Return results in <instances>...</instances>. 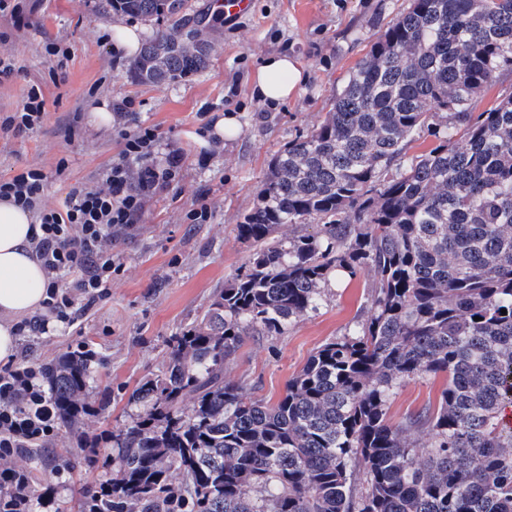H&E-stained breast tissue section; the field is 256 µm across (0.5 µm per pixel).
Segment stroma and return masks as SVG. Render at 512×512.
Masks as SVG:
<instances>
[{
    "label": "stroma",
    "instance_id": "1",
    "mask_svg": "<svg viewBox=\"0 0 512 512\" xmlns=\"http://www.w3.org/2000/svg\"><path fill=\"white\" fill-rule=\"evenodd\" d=\"M18 2L22 18L0 12V57L14 65L0 77V117L21 110L34 86L48 116L38 129L0 135V178L41 168L43 201L60 206L72 186L100 184L103 169L121 159L122 131L138 123L158 127L161 152L174 148L184 157L180 178L146 197L133 227L115 243L110 297L75 325L59 322L47 334L19 337L17 358L33 367L80 343L97 352L92 393L108 405L96 428L109 430L134 413L128 398L139 381L165 371L170 336L200 317L247 262L251 248L237 226L255 206L272 158L332 110L375 37L409 2L254 0L252 12L233 24H198L213 46L210 60L161 86L137 81L133 58L110 47V26L132 25L131 17L103 13L102 0ZM282 51L300 58L304 81L287 103L269 108L253 93V75L265 56ZM124 100L134 121L113 118L108 130L93 125L100 105ZM227 112L239 121L237 138L218 151L192 141V133ZM203 203L211 210L208 223H189L187 213ZM367 305L365 276L332 281L320 309L287 333L250 337L230 378L276 402L310 355L343 335ZM442 385L408 383L391 400L389 420L436 400Z\"/></svg>",
    "mask_w": 512,
    "mask_h": 512
}]
</instances>
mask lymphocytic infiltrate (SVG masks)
I'll return each instance as SVG.
<instances>
[{
    "label": "lymphocytic infiltrate",
    "instance_id": "f902f5d3",
    "mask_svg": "<svg viewBox=\"0 0 512 512\" xmlns=\"http://www.w3.org/2000/svg\"><path fill=\"white\" fill-rule=\"evenodd\" d=\"M47 116L46 102L40 89H31L21 111L0 117V131L21 133L40 127ZM160 142L156 127H137L123 137L122 160L104 171L107 191L83 185L71 188L61 207L43 205L46 173L28 168L0 178V199L10 200L30 211L39 231L34 237V251L48 279L47 315L66 322L72 313L90 309L110 296L112 269L115 265L112 246L126 234L139 216L144 198L164 183L177 179L182 169V154L170 150L164 163H156L154 149ZM137 164L136 181H129L128 164ZM73 275L69 290L58 282ZM30 369L23 364L0 368L5 382L0 385V465L10 468L9 478L20 483L17 470L20 439L46 433V426H33L21 419L12 408L18 390L27 389Z\"/></svg>",
    "mask_w": 512,
    "mask_h": 512
}]
</instances>
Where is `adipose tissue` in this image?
<instances>
[{
	"instance_id": "adipose-tissue-1",
	"label": "adipose tissue",
	"mask_w": 512,
	"mask_h": 512,
	"mask_svg": "<svg viewBox=\"0 0 512 512\" xmlns=\"http://www.w3.org/2000/svg\"><path fill=\"white\" fill-rule=\"evenodd\" d=\"M304 67L281 52L262 59L254 77L258 98L280 104L293 97L303 81ZM32 216L0 200V362L14 360L18 348L17 322L43 308L48 281L33 251Z\"/></svg>"
}]
</instances>
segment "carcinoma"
Here are the masks:
<instances>
[{"instance_id": "carcinoma-1", "label": "carcinoma", "mask_w": 512, "mask_h": 512, "mask_svg": "<svg viewBox=\"0 0 512 512\" xmlns=\"http://www.w3.org/2000/svg\"><path fill=\"white\" fill-rule=\"evenodd\" d=\"M105 2L170 21L135 60L139 81L209 61L211 44L184 37L185 0ZM504 67L512 0H410L333 110L273 158L238 225L248 262L133 391L98 488L74 507L57 499L44 476L74 465L47 437L24 439L21 512H512V94L469 111ZM423 129L434 146L406 155ZM338 273L367 276L368 307L277 402L227 376L247 338L318 311ZM95 365L86 345L67 349L39 368L45 400L22 395L14 410L97 452ZM438 376L436 402L389 421L403 386ZM0 512H16L2 479Z\"/></svg>"}]
</instances>
